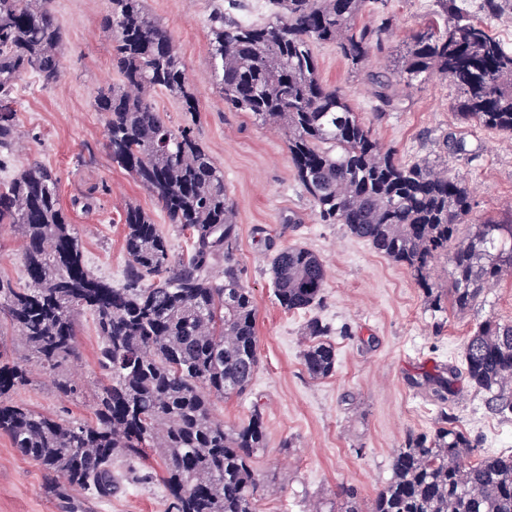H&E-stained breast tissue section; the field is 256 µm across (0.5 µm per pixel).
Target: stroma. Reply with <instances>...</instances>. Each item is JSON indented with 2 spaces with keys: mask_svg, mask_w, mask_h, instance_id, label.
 Masks as SVG:
<instances>
[{
  "mask_svg": "<svg viewBox=\"0 0 512 512\" xmlns=\"http://www.w3.org/2000/svg\"><path fill=\"white\" fill-rule=\"evenodd\" d=\"M228 0H146L147 9L174 36L189 82L199 101L198 114L183 112L165 92L152 95L155 107L173 125H188L224 170V183L236 207L237 257L244 284L257 308L259 368L241 396L213 402L216 421L241 423L260 407L267 446L253 461L264 481L258 512H337L340 490H353L360 512H368L376 492L391 478L390 463L407 435L434 427L439 408L423 386L427 373L462 367L473 330L493 319L512 321V275L487 287L473 311L433 314L421 288L404 267L376 253L345 225L324 224L294 173L281 128L261 126L245 112L224 106L210 76L209 16ZM64 53L58 81L44 86L25 75L14 90L18 145L0 162V183L17 174L28 158L58 175L60 201L84 244L87 267L112 284L124 281L127 257L123 214L137 205L151 214L172 252L187 255L189 232L171 224L156 200L105 145L104 119L93 95L116 84L112 34L104 29L109 0H54ZM392 27L383 49L351 68L335 45L314 52L323 80L339 87L384 148L406 163L426 160L461 179L472 212L462 233L486 216L512 222V133L463 123L456 111L458 91L439 75L400 85L397 109L378 113L369 74L391 69L404 42L423 28L444 25L437 0H388ZM464 141L455 152L447 138ZM90 209H82V202ZM301 245L327 266V280L315 307L286 311L276 300L270 263L276 250ZM16 228L0 224V278L14 287L28 283ZM330 329L336 370L311 379L303 369L305 329L311 319ZM99 345L91 313L77 318L76 352L64 375L76 387L64 396L21 336L0 322V351L27 368L29 381L11 394L12 402L63 419H92L97 407ZM458 426L478 440L465 462L512 451V421L492 414L466 381H459L448 406ZM162 449L145 461L117 460L126 473L109 499L79 491L58 495L62 478L47 476L31 458L0 434V512H167L168 494L155 473Z\"/></svg>",
  "mask_w": 512,
  "mask_h": 512,
  "instance_id": "35a3bbf8",
  "label": "stroma"
}]
</instances>
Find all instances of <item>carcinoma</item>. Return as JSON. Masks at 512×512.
Listing matches in <instances>:
<instances>
[{
  "label": "carcinoma",
  "mask_w": 512,
  "mask_h": 512,
  "mask_svg": "<svg viewBox=\"0 0 512 512\" xmlns=\"http://www.w3.org/2000/svg\"><path fill=\"white\" fill-rule=\"evenodd\" d=\"M380 4L376 27L360 21ZM448 26L427 27L407 45L391 72L371 76L380 112L398 104L396 85L433 73L459 92L466 122L512 133V51L481 24L460 20L457 0H438ZM52 0H0V153L17 136L13 91L25 74L46 85L60 72L63 35ZM274 19L244 22L216 10L209 20L212 77L224 105L260 125H281L296 178L320 220L343 224L383 257L404 267L433 313H464L484 288L512 274V224L468 223L463 182L426 162L406 164L385 149L341 90L326 85L313 45H336L352 67L382 44L392 24L387 0H270ZM112 62L121 83L97 88L112 160L131 173L170 220L192 235L191 251L175 256L151 216L124 212L128 258L120 286L91 272L81 239L60 202L59 179L36 158L0 188V224L20 228L25 288L0 279V312L57 389L75 387L59 369L76 351L77 316L94 317L101 343L96 363L106 378L94 420H61L4 400L28 382L26 369L0 361V433L48 474L62 494L97 498L119 488L112 463L144 460L166 449L160 479L168 512H256L262 481L253 459L267 447L263 415L226 427L212 418L213 399L244 393L258 368L256 304L236 257L235 204L224 171L189 126H174L150 100L163 90L186 112L199 111L185 63L170 31L144 0H111ZM224 258V281L209 269ZM452 266V281H433L435 263ZM275 297L287 311L307 310L326 283L321 257L300 246L276 252ZM302 361L312 379L336 371L327 327L306 326ZM464 372L485 406L512 414V323L485 321L467 340ZM456 371L427 379L440 407L436 427L411 433L391 460L392 477L369 512H512V454L462 462L468 436L446 411Z\"/></svg>",
  "instance_id": "cac0c4a2"
}]
</instances>
